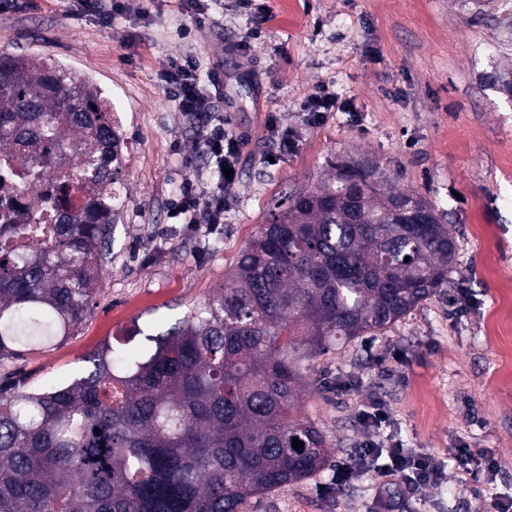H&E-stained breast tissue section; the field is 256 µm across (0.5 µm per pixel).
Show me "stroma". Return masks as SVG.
<instances>
[{"label": "stroma", "instance_id": "1", "mask_svg": "<svg viewBox=\"0 0 512 512\" xmlns=\"http://www.w3.org/2000/svg\"><path fill=\"white\" fill-rule=\"evenodd\" d=\"M271 16L248 50L228 46L253 23L232 0L204 32L171 0H140L143 17L111 29L71 19L62 0L0 15V54L47 56L104 87L126 141L121 213L87 314L55 346L0 365L33 389L70 381L104 340L133 328L157 334L223 286L227 271L274 199L310 190L339 159L364 161L390 185L431 202L458 242L447 288L380 335L312 359L305 409L337 451L313 479L251 500L247 512H495L512 494V371L495 327L512 322V29L496 0H268ZM224 63V119L246 131L234 195L218 229L188 234L168 204L193 169L195 149L159 74L185 54ZM353 101L308 124L304 98L320 86ZM276 114L295 131L280 152L266 131ZM388 405L385 444L447 458L479 448L496 463L492 483L453 481L409 489L363 477L333 491L336 466L367 431L373 398Z\"/></svg>", "mask_w": 512, "mask_h": 512}]
</instances>
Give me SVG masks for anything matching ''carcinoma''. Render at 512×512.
<instances>
[{"label": "carcinoma", "instance_id": "obj_1", "mask_svg": "<svg viewBox=\"0 0 512 512\" xmlns=\"http://www.w3.org/2000/svg\"><path fill=\"white\" fill-rule=\"evenodd\" d=\"M123 145L102 86L50 57L0 55V362L83 321ZM41 183L45 201L16 205ZM456 255L427 200L337 162L269 211L176 327L104 342L57 387L0 384V512H241L313 478L335 445L302 408L309 361L392 327L448 286Z\"/></svg>", "mask_w": 512, "mask_h": 512}]
</instances>
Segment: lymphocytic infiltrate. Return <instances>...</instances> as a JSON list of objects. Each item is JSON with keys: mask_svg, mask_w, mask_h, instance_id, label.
<instances>
[{"mask_svg": "<svg viewBox=\"0 0 512 512\" xmlns=\"http://www.w3.org/2000/svg\"><path fill=\"white\" fill-rule=\"evenodd\" d=\"M137 10L134 0H67L69 16L92 19L103 29L111 28L114 19ZM160 81L176 102L183 121L196 130L199 145L210 160L206 171L195 172L183 181L179 194L169 204L171 220L191 228L202 214L208 224L223 223L224 205L236 185L235 179L226 178L225 172L237 169L245 141L244 132L228 127L215 117L224 97L223 82L214 71L201 75L199 63L192 55L162 70ZM382 455L387 456V463L375 465V458ZM494 471L493 459L467 448L456 449L445 463L404 448L387 449L370 439L337 468L336 484L343 487L357 477L375 474L391 476L410 485H435L448 478L462 479L466 474L486 481Z\"/></svg>", "mask_w": 512, "mask_h": 512, "instance_id": "lymphocytic-infiltrate-1", "label": "lymphocytic infiltrate"}]
</instances>
